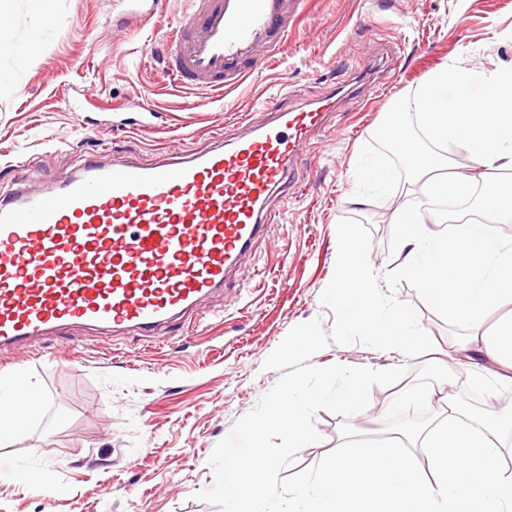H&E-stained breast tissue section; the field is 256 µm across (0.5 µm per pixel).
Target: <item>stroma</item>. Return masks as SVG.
<instances>
[{
	"instance_id": "1",
	"label": "stroma",
	"mask_w": 512,
	"mask_h": 512,
	"mask_svg": "<svg viewBox=\"0 0 512 512\" xmlns=\"http://www.w3.org/2000/svg\"><path fill=\"white\" fill-rule=\"evenodd\" d=\"M31 2L15 0L14 42L0 47V194L20 175L31 187H55L100 150L142 163L201 150L261 117L264 100L281 87L293 102H310L348 67L379 69L373 104L344 96L328 113L327 131L305 147L287 200L271 205V231L207 299L205 318L152 336L75 326L68 345L51 338L0 355V381L25 372L38 418L13 447L0 448V512H219L195 494L214 485L208 458L215 446L278 380L265 360L298 324L318 317L332 327L320 296L334 273L338 222L356 219L371 230L377 276L400 262L392 216L408 200L410 176L381 194L357 175L361 158L392 167L402 160L380 139L390 105L412 97L445 64L486 72L512 66V0H308L285 50L219 101L175 86L164 69L155 23L177 25L186 0H154L151 19L124 16L120 0H54L42 41L25 53ZM72 99L81 115L66 110ZM144 106L156 113L152 129L126 132L123 119ZM359 196L364 205H356ZM394 295L414 308L432 352L411 359L332 343L313 364L412 371L428 360L456 364L461 343L452 329L408 283ZM396 395L373 388L368 407L349 418L318 411L321 442L303 448L284 476L341 444L343 424L382 435Z\"/></svg>"
}]
</instances>
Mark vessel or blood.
I'll use <instances>...</instances> for the list:
<instances>
[{
  "instance_id": "b4317fda",
  "label": "vessel or blood",
  "mask_w": 512,
  "mask_h": 512,
  "mask_svg": "<svg viewBox=\"0 0 512 512\" xmlns=\"http://www.w3.org/2000/svg\"><path fill=\"white\" fill-rule=\"evenodd\" d=\"M166 31L178 86H238L276 55L303 0H189ZM206 150L142 164L85 158L52 190L17 183L0 196V353L29 350L81 325L143 336L201 312L267 236L271 200L287 197L302 150L336 107L335 94L294 104L265 99Z\"/></svg>"
}]
</instances>
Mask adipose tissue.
<instances>
[{
	"label": "adipose tissue",
	"mask_w": 512,
	"mask_h": 512,
	"mask_svg": "<svg viewBox=\"0 0 512 512\" xmlns=\"http://www.w3.org/2000/svg\"><path fill=\"white\" fill-rule=\"evenodd\" d=\"M415 113L432 150L421 149L403 116ZM386 132L406 154L413 193L393 220L399 229L403 272L424 286L433 306L455 323L479 326L485 316L512 305V240L491 237L485 225L449 226L436 200L473 201L496 219H512V181L490 179L489 171L512 169V68L485 72L442 66L411 99L387 114ZM454 145L477 158L482 173L450 171L442 147Z\"/></svg>",
	"instance_id": "adipose-tissue-1"
}]
</instances>
